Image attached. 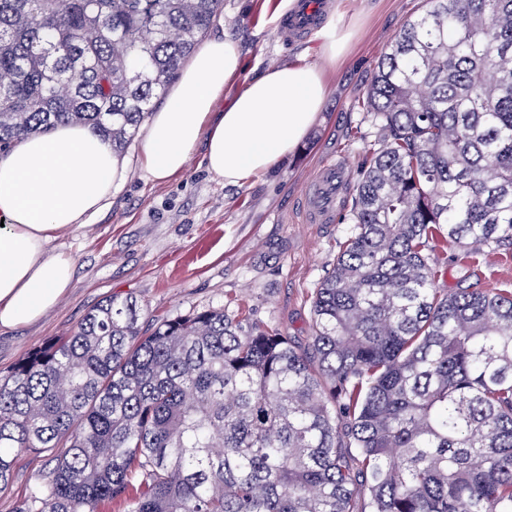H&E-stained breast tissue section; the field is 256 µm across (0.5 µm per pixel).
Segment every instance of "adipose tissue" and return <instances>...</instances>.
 Listing matches in <instances>:
<instances>
[{
	"label": "adipose tissue",
	"instance_id": "ef3b65f1",
	"mask_svg": "<svg viewBox=\"0 0 512 512\" xmlns=\"http://www.w3.org/2000/svg\"><path fill=\"white\" fill-rule=\"evenodd\" d=\"M240 69L236 44L221 36L204 41L181 67L140 135L150 179L181 174L201 144L208 170L235 184L269 171L308 135L328 95L319 69L272 68L225 98ZM125 170L108 142L69 124L30 134L0 154V331L37 322L65 295L74 262L52 243L105 210Z\"/></svg>",
	"mask_w": 512,
	"mask_h": 512
}]
</instances>
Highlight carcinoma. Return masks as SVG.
<instances>
[{"instance_id":"obj_1","label":"carcinoma","mask_w":512,"mask_h":512,"mask_svg":"<svg viewBox=\"0 0 512 512\" xmlns=\"http://www.w3.org/2000/svg\"><path fill=\"white\" fill-rule=\"evenodd\" d=\"M223 0H0V150L80 124L121 151ZM360 111L352 224L311 351L222 309L109 298L0 378L18 512H512V291L434 286L437 243L512 240V0H428ZM52 455L25 452L13 460V479L0 492V512H13L24 505L38 476L50 467Z\"/></svg>"}]
</instances>
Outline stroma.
<instances>
[{
  "mask_svg": "<svg viewBox=\"0 0 512 512\" xmlns=\"http://www.w3.org/2000/svg\"><path fill=\"white\" fill-rule=\"evenodd\" d=\"M326 2L323 24L307 39L285 46L279 21L287 0H224L208 33L224 35L239 48L241 71L232 91L271 68L314 65L330 88L315 125L286 160L239 184L213 176L200 147L178 177L150 180L136 141H129L122 153L126 176L113 187L110 208L54 243L74 259L68 293L38 323L0 332V376L28 353L69 335L109 298L136 299L146 330L161 320L221 309L278 330L297 349L308 350L314 336L312 299L333 268L349 226L341 208L335 223H306L302 194L324 162L342 160L349 176L338 199L351 198L363 145L349 132L359 126L367 140L376 135L358 102L400 26L428 7L426 0ZM332 30L347 37L334 61L325 45ZM435 256L436 288L450 291L464 280L476 288L512 291V244L502 242L473 255L443 244ZM49 467L46 454L15 456L13 479L0 492V512H17Z\"/></svg>",
  "mask_w": 512,
  "mask_h": 512,
  "instance_id": "stroma-1",
  "label": "stroma"
}]
</instances>
